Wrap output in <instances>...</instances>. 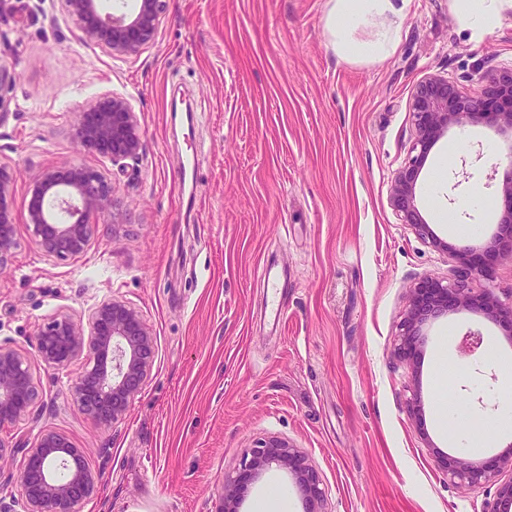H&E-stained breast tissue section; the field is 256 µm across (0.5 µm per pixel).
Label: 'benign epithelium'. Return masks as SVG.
I'll return each mask as SVG.
<instances>
[{"label":"benign epithelium","mask_w":512,"mask_h":512,"mask_svg":"<svg viewBox=\"0 0 512 512\" xmlns=\"http://www.w3.org/2000/svg\"><path fill=\"white\" fill-rule=\"evenodd\" d=\"M71 17L83 33L84 43L106 48L112 58L138 54L155 36L161 21L162 0H137L130 12L103 13L100 0H67ZM417 138L416 156L395 175L390 204L401 218L435 247L448 243L432 235L416 206L420 158L453 126L483 125L507 137L508 170L500 191L504 211L500 233L487 253L476 259L467 246L454 249L468 276L488 275L498 258H512V71L492 73L478 96L448 80L430 76L415 89L412 100ZM72 132L83 149L108 159L126 172L144 148V131L128 97L107 95L73 114ZM115 187L98 170L70 164L45 170L30 186L23 202L26 224L41 251L57 260L80 257L88 248L98 219L117 220ZM13 178L0 169V266L16 247ZM480 309L498 318L512 333V304L504 305L489 294H474L460 282L426 278L410 292L402 323L399 353L411 357L422 345L420 329L426 322L449 313ZM483 336L470 331L460 340L461 358L475 356ZM93 360L71 383L80 409L93 422L110 426L122 419L144 384L154 360V338L139 311L116 298L94 304L87 319L69 315L44 324L31 352L0 345V430L28 414L39 399L31 364L36 360L67 371L83 357ZM443 469L471 484L487 482L504 467L512 468V448L483 463L465 456H444ZM288 473L303 495L306 512H324L320 480L300 450L272 438L251 449L224 481V512H240V494L272 467ZM99 475L82 459L79 449L62 434L44 430L25 454L19 483L27 512H76L96 491Z\"/></svg>","instance_id":"1"}]
</instances>
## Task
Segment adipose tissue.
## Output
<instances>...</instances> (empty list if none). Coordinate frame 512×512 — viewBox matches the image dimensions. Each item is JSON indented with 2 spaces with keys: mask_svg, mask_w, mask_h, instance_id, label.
I'll return each mask as SVG.
<instances>
[{
  "mask_svg": "<svg viewBox=\"0 0 512 512\" xmlns=\"http://www.w3.org/2000/svg\"><path fill=\"white\" fill-rule=\"evenodd\" d=\"M392 0H331L326 27L339 55L353 58L377 59L388 54L390 35H382L369 43H356L350 34L353 29L378 14L393 10Z\"/></svg>",
  "mask_w": 512,
  "mask_h": 512,
  "instance_id": "1",
  "label": "adipose tissue"
}]
</instances>
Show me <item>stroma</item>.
Returning a JSON list of instances; mask_svg holds the SVG:
<instances>
[{
    "instance_id": "obj_1",
    "label": "stroma",
    "mask_w": 512,
    "mask_h": 512,
    "mask_svg": "<svg viewBox=\"0 0 512 512\" xmlns=\"http://www.w3.org/2000/svg\"><path fill=\"white\" fill-rule=\"evenodd\" d=\"M0 17V166L23 200L43 169L82 163L115 186L119 223L105 219L78 259L43 254L16 213L17 247L0 268V345L32 351L52 317L87 315L114 297L140 312L155 340L152 370L122 420L93 424L71 374L33 362L40 396L10 425L0 459V502L25 512L20 463L55 430L100 475L78 512H221L224 480L270 437L304 452L324 490L325 512H497L512 470L480 484L449 478L456 421L487 428L512 398V377L456 344L480 330L485 351L512 358V343L483 314L461 311L424 328L419 359L397 344L409 290L457 277L453 246L484 245L502 198L489 150L505 138L450 129L420 173L416 205L448 250L401 222L391 183L415 142L412 96L440 75L480 93L512 69V0L475 35L454 0H394V11L352 31L357 42L392 32L377 61L339 56L326 29L329 0H164L153 40L127 60L82 42L66 0H11ZM188 88L190 129L172 131L166 103ZM126 95L145 130L135 177L85 152L73 111ZM202 155H194L196 144ZM194 156L193 184L178 168ZM466 164L469 178L452 172ZM488 198L491 210L472 207ZM284 315L271 329L268 262ZM420 395L422 421L409 417ZM288 512L304 503L287 472L253 484L243 512L274 494Z\"/></svg>"
}]
</instances>
